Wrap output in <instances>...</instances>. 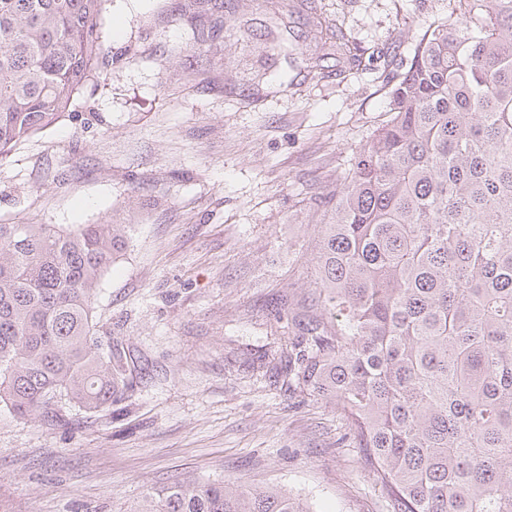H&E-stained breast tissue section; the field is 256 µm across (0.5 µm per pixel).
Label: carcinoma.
<instances>
[{
  "label": "carcinoma",
  "instance_id": "obj_1",
  "mask_svg": "<svg viewBox=\"0 0 512 512\" xmlns=\"http://www.w3.org/2000/svg\"><path fill=\"white\" fill-rule=\"evenodd\" d=\"M104 0H0V159L93 76ZM389 90L322 225L288 374L338 405L394 512H512V0H458ZM119 224H0V406L103 414L133 359L97 334ZM134 512H306L173 483Z\"/></svg>",
  "mask_w": 512,
  "mask_h": 512
}]
</instances>
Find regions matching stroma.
Segmentation results:
<instances>
[{
	"instance_id": "35a3bbf8",
	"label": "stroma",
	"mask_w": 512,
	"mask_h": 512,
	"mask_svg": "<svg viewBox=\"0 0 512 512\" xmlns=\"http://www.w3.org/2000/svg\"><path fill=\"white\" fill-rule=\"evenodd\" d=\"M288 3L105 0L70 117L0 160V224L125 225L95 308L136 367L104 417L0 408V512H135L176 482L392 512L338 407L286 372L293 336L272 308L312 304L323 202L388 118L382 54L409 58L455 4ZM319 22L365 70L329 46L323 72L306 68Z\"/></svg>"
}]
</instances>
